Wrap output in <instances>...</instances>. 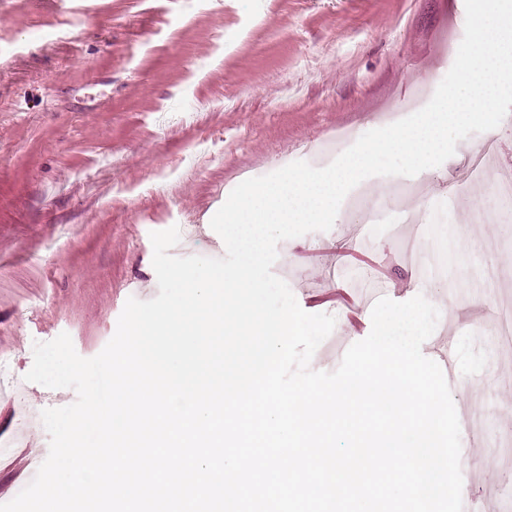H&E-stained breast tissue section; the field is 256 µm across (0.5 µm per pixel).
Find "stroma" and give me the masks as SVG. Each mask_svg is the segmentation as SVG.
Segmentation results:
<instances>
[{
	"label": "stroma",
	"mask_w": 512,
	"mask_h": 512,
	"mask_svg": "<svg viewBox=\"0 0 512 512\" xmlns=\"http://www.w3.org/2000/svg\"><path fill=\"white\" fill-rule=\"evenodd\" d=\"M465 18V0H0V358L11 374L24 377L34 343L64 332L81 357L102 351L127 299L158 293L151 232L194 225L172 255L223 257L203 226L241 182L314 162L320 143L338 156L419 111ZM488 137L494 165L459 180ZM500 171L512 172V114L413 176L418 195L380 228L340 208L330 231L280 242L273 266L306 312L363 324L317 348L319 371L371 331L364 293L337 298L371 266L392 300L453 297L438 321L456 338L452 397L485 422L461 441L470 512H512V351L498 337L512 312V223L459 217L477 200L501 209ZM431 225L468 266L426 278L402 260V240ZM334 241L342 250H327ZM75 399L26 383L16 415H0V440L48 448L42 410Z\"/></svg>",
	"instance_id": "35a3bbf8"
}]
</instances>
